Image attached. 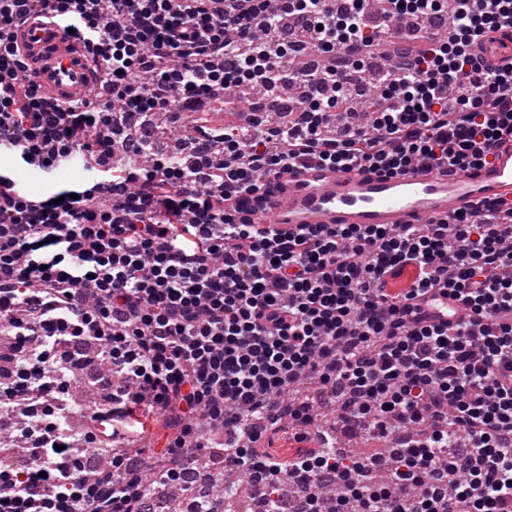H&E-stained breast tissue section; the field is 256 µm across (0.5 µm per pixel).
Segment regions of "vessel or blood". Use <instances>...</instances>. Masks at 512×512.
I'll return each instance as SVG.
<instances>
[{"label":"vessel or blood","mask_w":512,"mask_h":512,"mask_svg":"<svg viewBox=\"0 0 512 512\" xmlns=\"http://www.w3.org/2000/svg\"><path fill=\"white\" fill-rule=\"evenodd\" d=\"M17 42L19 58L40 93L64 107L86 100L94 74L59 20H29L18 31ZM274 184L265 215L283 229L452 220L483 203L512 200V139L500 141L486 164L455 173L419 169L387 178L309 164L278 175Z\"/></svg>","instance_id":"1"}]
</instances>
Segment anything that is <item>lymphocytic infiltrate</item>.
<instances>
[{"instance_id":"1","label":"lymphocytic infiltrate","mask_w":512,"mask_h":512,"mask_svg":"<svg viewBox=\"0 0 512 512\" xmlns=\"http://www.w3.org/2000/svg\"><path fill=\"white\" fill-rule=\"evenodd\" d=\"M37 7L68 21L108 99L64 109L30 83L15 30ZM508 26L512 0H0V158L81 153L106 174L60 203L0 175V420L31 410L0 512H149L151 482L181 483L206 426L229 436L215 477L265 480L264 512L291 484L296 512H512V208L289 231L251 218L297 165L478 164L512 138V61L481 54ZM245 85L262 105L211 123ZM288 88L297 108L270 120ZM87 344L111 398L76 431L61 412ZM320 404L378 438L405 429L382 481L375 459L331 448L258 451ZM150 418L160 449L101 469L75 454Z\"/></svg>"}]
</instances>
